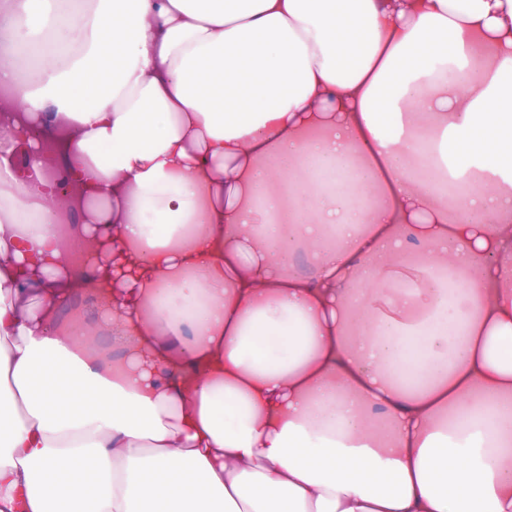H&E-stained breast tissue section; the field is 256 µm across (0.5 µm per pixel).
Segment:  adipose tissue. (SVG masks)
<instances>
[{
    "mask_svg": "<svg viewBox=\"0 0 512 512\" xmlns=\"http://www.w3.org/2000/svg\"><path fill=\"white\" fill-rule=\"evenodd\" d=\"M0 512H512V0H0Z\"/></svg>",
    "mask_w": 512,
    "mask_h": 512,
    "instance_id": "ef3b65f1",
    "label": "adipose tissue"
}]
</instances>
